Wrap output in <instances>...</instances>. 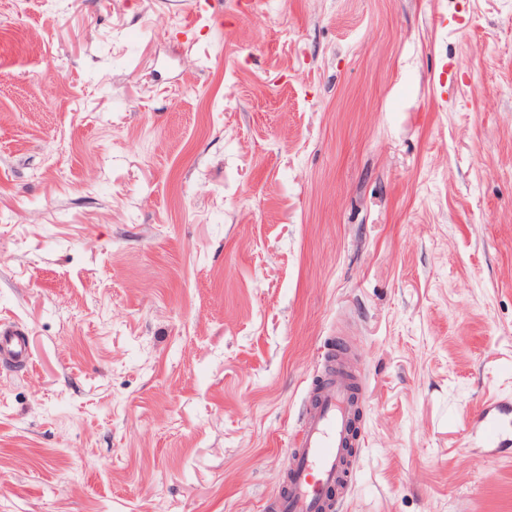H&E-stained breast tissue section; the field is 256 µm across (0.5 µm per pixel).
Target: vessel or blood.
Returning a JSON list of instances; mask_svg holds the SVG:
<instances>
[{
	"label": "vessel or blood",
	"mask_w": 512,
	"mask_h": 512,
	"mask_svg": "<svg viewBox=\"0 0 512 512\" xmlns=\"http://www.w3.org/2000/svg\"><path fill=\"white\" fill-rule=\"evenodd\" d=\"M0 362L20 370L31 367L24 329L0 326ZM357 400V381L347 360L331 358L313 387L293 441L286 488L266 502L264 512H332L328 492L348 473ZM474 426L486 447H502L512 438V407L489 398L475 415Z\"/></svg>",
	"instance_id": "vessel-or-blood-1"
}]
</instances>
